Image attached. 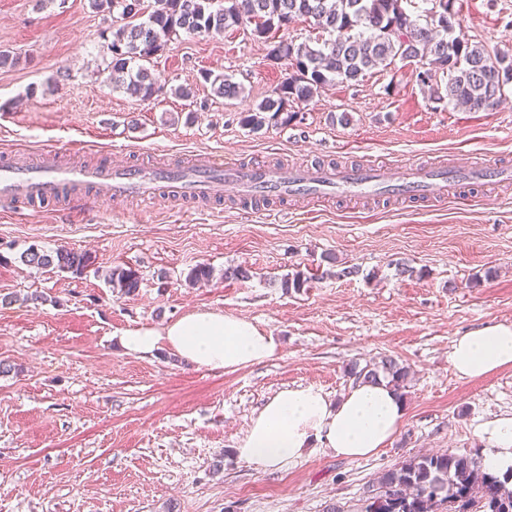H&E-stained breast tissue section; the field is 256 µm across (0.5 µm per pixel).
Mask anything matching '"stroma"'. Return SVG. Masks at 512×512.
<instances>
[{
	"instance_id": "1",
	"label": "stroma",
	"mask_w": 512,
	"mask_h": 512,
	"mask_svg": "<svg viewBox=\"0 0 512 512\" xmlns=\"http://www.w3.org/2000/svg\"><path fill=\"white\" fill-rule=\"evenodd\" d=\"M457 37L512 55V0H456ZM112 17L91 0H0V144L75 139L99 159L155 165L188 151L292 166L390 158L512 162V87L497 107L430 100L426 63L396 61L358 85L332 83L294 104L292 124L259 132L245 113L289 74L246 31L180 35L150 63L164 86L148 102L113 89L103 52ZM243 92L218 96L201 73ZM189 88L182 97L178 88ZM66 245L93 263L75 275L23 263L30 248ZM335 254L336 263L326 261ZM415 276L398 272V262ZM204 262L216 275L189 286ZM248 265L245 281L225 268ZM140 275L136 295L113 292L114 267ZM355 268L350 277L338 269ZM310 276L284 293L282 278ZM244 316L274 336L267 361L196 368L168 352H124L118 336L163 328L188 312ZM512 323V183L471 186L444 205L340 198L279 221L241 212L225 189L221 212L168 211L130 200L72 223L21 209L0 216V512H363L388 469L423 454H480L483 421L512 414V365L461 378L448 365L456 336ZM393 357L410 371L407 415L377 454L315 452L258 472L233 450L251 417L279 392L321 388L338 400L351 367Z\"/></svg>"
}]
</instances>
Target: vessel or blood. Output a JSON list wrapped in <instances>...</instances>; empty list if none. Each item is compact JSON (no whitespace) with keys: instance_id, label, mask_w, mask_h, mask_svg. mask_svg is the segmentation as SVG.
Wrapping results in <instances>:
<instances>
[{"instance_id":"obj_1","label":"vessel or blood","mask_w":512,"mask_h":512,"mask_svg":"<svg viewBox=\"0 0 512 512\" xmlns=\"http://www.w3.org/2000/svg\"><path fill=\"white\" fill-rule=\"evenodd\" d=\"M95 150L93 144L75 141L64 149L47 144L30 152H0V212L22 205L108 206L127 199L214 202L223 198L228 183L237 189L239 207L255 215L266 214L267 203L274 200L295 206L335 196L367 199L386 191L412 202L442 205L461 198L467 186L512 180V167L497 161L427 165L375 159L338 166L313 161L284 168L202 151L165 168L142 163L115 167L90 162Z\"/></svg>"}]
</instances>
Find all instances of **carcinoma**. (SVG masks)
I'll return each mask as SVG.
<instances>
[{
  "label": "carcinoma",
  "instance_id": "obj_1",
  "mask_svg": "<svg viewBox=\"0 0 512 512\" xmlns=\"http://www.w3.org/2000/svg\"><path fill=\"white\" fill-rule=\"evenodd\" d=\"M95 8L118 15L124 24L112 29L104 51L110 57L113 88L131 97L149 101L161 90L146 66L163 52L172 39L186 35L224 33L251 28L255 39L270 45L269 61L285 62L291 73L242 118L252 132L272 121L288 126L295 113L294 102H304L336 80L349 85L363 81L366 73L388 67L396 59H429L434 74L422 84L429 98L473 110L496 105L512 84V59L482 44L453 36L459 24L454 0H426L431 7L421 14L407 9V0H223L212 9V0H154L150 12L144 0H92ZM309 21L328 36L312 47L294 39H276V33L297 20ZM216 85V93L236 98L242 87L227 75L203 73ZM29 265L52 267L81 274L91 265V256L66 246L44 252L30 249L23 255ZM214 270L199 263L188 272L194 286L210 282ZM112 289L135 295L140 278L130 268L115 267L109 275ZM357 381L383 378L403 392L409 371L395 359L385 357L378 366L350 369ZM487 471L479 456L463 454L422 455L406 460L380 477L379 494L370 498L364 512H512V488Z\"/></svg>",
  "mask_w": 512,
  "mask_h": 512
}]
</instances>
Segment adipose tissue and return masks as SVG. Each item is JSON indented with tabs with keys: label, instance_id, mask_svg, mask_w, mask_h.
Instances as JSON below:
<instances>
[{
	"label": "adipose tissue",
	"instance_id": "obj_1",
	"mask_svg": "<svg viewBox=\"0 0 512 512\" xmlns=\"http://www.w3.org/2000/svg\"><path fill=\"white\" fill-rule=\"evenodd\" d=\"M128 353L164 349L209 369L262 363L277 351L274 337L245 317L193 311L157 329L144 326L119 336ZM448 364L462 378L486 375L512 364V325L485 326L455 338ZM406 417V402L387 382L352 383L339 400L309 386L288 389L268 400L251 418L235 450L254 470L284 469L319 448L341 458L367 457L384 448ZM482 462L499 476L512 473V416L480 424Z\"/></svg>",
	"mask_w": 512,
	"mask_h": 512
}]
</instances>
